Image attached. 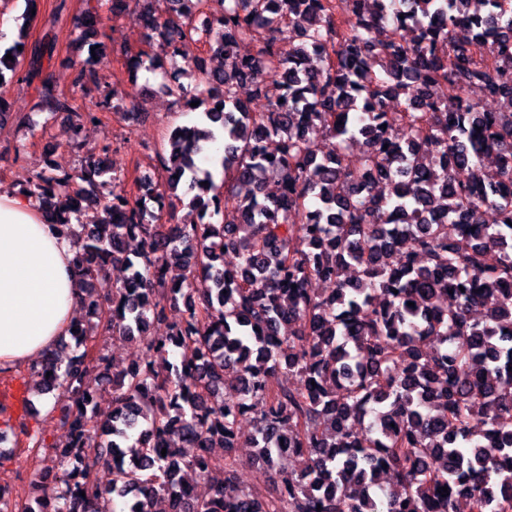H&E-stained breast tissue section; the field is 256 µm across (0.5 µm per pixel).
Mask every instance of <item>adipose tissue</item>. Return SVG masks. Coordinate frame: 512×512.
<instances>
[{
  "label": "adipose tissue",
  "instance_id": "obj_1",
  "mask_svg": "<svg viewBox=\"0 0 512 512\" xmlns=\"http://www.w3.org/2000/svg\"><path fill=\"white\" fill-rule=\"evenodd\" d=\"M71 237L24 194L0 190V364L39 358L68 335L83 293Z\"/></svg>",
  "mask_w": 512,
  "mask_h": 512
}]
</instances>
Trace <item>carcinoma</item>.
<instances>
[{
  "label": "carcinoma",
  "instance_id": "1",
  "mask_svg": "<svg viewBox=\"0 0 512 512\" xmlns=\"http://www.w3.org/2000/svg\"><path fill=\"white\" fill-rule=\"evenodd\" d=\"M129 1L174 68L168 95L199 102L198 112L168 131L157 153L164 178L142 175L136 195L111 175L108 146L69 172L46 162L21 189L76 241L87 320L70 331L75 346L110 333L146 353L128 370L85 351L63 365L55 349L26 368L35 392L59 391L54 408L69 433L49 468L53 512H112L117 502L154 512L165 497L171 512H456L460 499L470 512H512V3L97 7L115 13ZM73 35L95 54L63 62L74 86L99 90L95 108L46 80L33 85L55 46L49 36L28 42L26 27L0 50V87L11 72L34 87L44 122L66 114L79 130L117 93L97 68L96 21L76 22ZM245 40L255 54L237 52ZM189 41L221 64L178 66ZM490 41L498 50L487 59ZM130 67L154 72L164 61L143 52ZM245 83L268 98L267 111L238 96ZM471 87L505 111L480 109ZM9 124L30 135L40 126L0 98V128ZM323 134L338 139L325 159L311 149ZM218 137L222 191L195 163ZM352 144L355 169L344 163ZM149 196L186 198L188 212L178 216L171 201L165 213ZM89 206L99 216L85 223ZM116 263L128 276L106 305L95 288ZM314 280L334 288L319 295ZM178 306L182 321L152 335ZM108 385L112 411L100 413L95 394ZM247 414L254 460L274 480L268 496L237 482ZM215 446L224 449L216 462ZM286 456L298 471L280 469ZM213 466L219 484L204 482Z\"/></svg>",
  "mask_w": 512,
  "mask_h": 512
}]
</instances>
